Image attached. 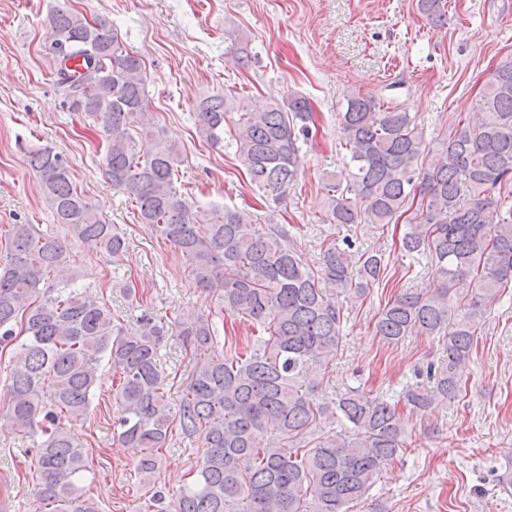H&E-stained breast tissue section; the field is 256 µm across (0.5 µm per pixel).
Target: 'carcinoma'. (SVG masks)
Here are the masks:
<instances>
[{
    "label": "carcinoma",
    "instance_id": "obj_1",
    "mask_svg": "<svg viewBox=\"0 0 512 512\" xmlns=\"http://www.w3.org/2000/svg\"><path fill=\"white\" fill-rule=\"evenodd\" d=\"M48 26L53 75L69 111L100 125L107 177L132 196L141 223L180 252L196 285L261 336L247 337L256 343L243 348L230 338L229 349L219 351L209 316L188 315L195 365L172 403L160 359L166 322L146 296L127 289L142 312L125 327L104 300L73 289L74 245L118 260L124 233L100 220L77 191L63 154L50 147L29 152L28 165L67 230L61 238L35 224H12L0 256V349L12 354L7 413L19 429L40 436L36 512H95L78 485L88 461L70 425L90 415L104 360L119 368L112 386L121 407L116 434L124 446L141 449L139 512L162 503L159 449L175 432L198 439L205 452L174 512H348L403 453L406 430L386 400L357 388L322 394V382L306 369L328 367L342 333L337 298L363 297L380 284L386 253L364 252L352 266L333 241L314 270L281 243L279 230L244 211L192 210L177 186L179 150L162 140L143 154L133 149V128L146 121L142 67L110 21L63 4ZM75 59L79 69L72 71ZM478 109L479 124L458 120L428 158L411 113L353 94L339 113L348 173L324 186L326 217L339 227L395 224L408 199L419 198L401 253L429 254L438 281L389 300L376 332L389 344L414 333L442 338L447 359L427 367L428 384L406 395L423 413L458 397L478 320L512 283V62L489 74ZM234 110L235 99L224 94L200 100L196 131L222 142L225 116ZM313 118L298 94L238 113L237 160L275 204L298 181L299 142ZM327 425L334 434L316 435ZM313 434L315 446L307 449Z\"/></svg>",
    "mask_w": 512,
    "mask_h": 512
}]
</instances>
